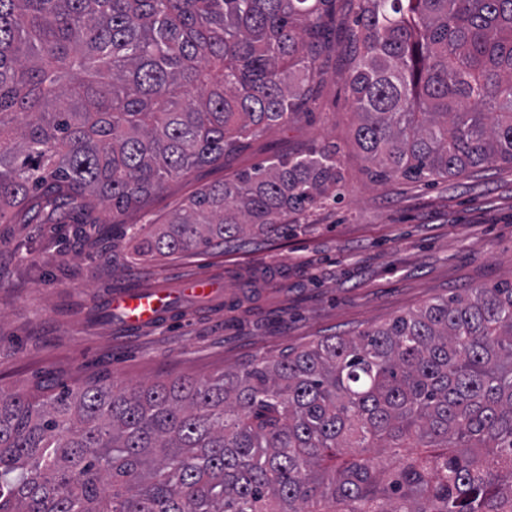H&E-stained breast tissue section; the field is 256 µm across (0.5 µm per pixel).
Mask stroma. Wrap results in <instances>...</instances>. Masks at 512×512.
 I'll use <instances>...</instances> for the list:
<instances>
[{
    "label": "stroma",
    "instance_id": "obj_1",
    "mask_svg": "<svg viewBox=\"0 0 512 512\" xmlns=\"http://www.w3.org/2000/svg\"><path fill=\"white\" fill-rule=\"evenodd\" d=\"M350 58L331 57L308 116L256 139L244 169L271 151L336 145L344 200L284 235H250L206 253L137 257L132 228L222 181L207 166L171 181L145 211L113 218L60 205L49 221L0 224V389L109 377L116 386L209 378L325 336H352L433 299L512 279V168L419 184L375 180L353 138ZM217 283L138 331L111 315L112 292Z\"/></svg>",
    "mask_w": 512,
    "mask_h": 512
}]
</instances>
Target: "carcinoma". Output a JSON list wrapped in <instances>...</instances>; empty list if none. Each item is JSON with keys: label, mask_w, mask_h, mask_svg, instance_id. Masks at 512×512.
<instances>
[{"label": "carcinoma", "mask_w": 512, "mask_h": 512, "mask_svg": "<svg viewBox=\"0 0 512 512\" xmlns=\"http://www.w3.org/2000/svg\"><path fill=\"white\" fill-rule=\"evenodd\" d=\"M354 141L381 180L512 167V0H357ZM336 0H0V222L123 214L307 114ZM336 147L194 191L139 256L277 234ZM0 512H512V281L214 378L0 390Z\"/></svg>", "instance_id": "1"}]
</instances>
